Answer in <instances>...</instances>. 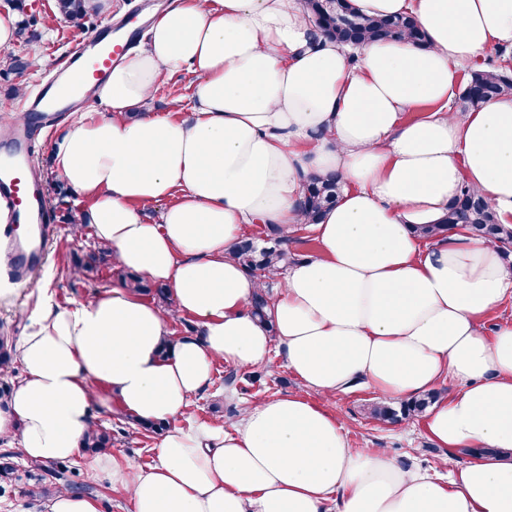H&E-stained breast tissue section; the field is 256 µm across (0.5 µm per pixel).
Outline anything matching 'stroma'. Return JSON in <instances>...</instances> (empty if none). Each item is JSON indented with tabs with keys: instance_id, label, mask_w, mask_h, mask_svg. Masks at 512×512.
<instances>
[{
	"instance_id": "35a3bbf8",
	"label": "stroma",
	"mask_w": 512,
	"mask_h": 512,
	"mask_svg": "<svg viewBox=\"0 0 512 512\" xmlns=\"http://www.w3.org/2000/svg\"><path fill=\"white\" fill-rule=\"evenodd\" d=\"M173 0H112L110 10L101 12L93 23L77 25L62 18L56 0H0V16L12 14L17 19H34V26L16 38L10 50L0 49V128L5 116H20L36 86L51 77L79 46L94 39L103 21L120 20L132 13L151 16L172 4ZM25 61L24 69L9 70L7 56ZM191 74L160 76L151 98L143 109L163 117L182 119L190 114ZM60 125L48 133L35 153V164L41 173L46 195L56 216V228L47 244L44 265L27 284L13 283L5 264L0 263V336L17 341L31 330V315L44 299L57 304L85 302L97 294L121 287L120 270L104 261L90 272L73 274V254H85L95 245L88 235H75L68 223L70 214L79 210L84 199L72 186L59 180L54 170V150L67 132ZM229 372L216 363L211 386L194 397L189 415L192 422L216 426L235 417L241 403L257 398L293 395L318 402L315 391L288 372L279 350H272L266 364L234 372L233 384H226ZM232 386L235 400L224 398L225 386ZM380 394L358 389L339 394L327 407L340 417L347 439L353 448H385L406 466L442 472L465 463L467 454L438 447L425 434L421 417L382 423L369 417V404L380 401ZM97 425L112 436L111 452L145 466L153 462L160 432L141 428L120 409L95 410ZM63 474L62 487L69 492L95 498L100 512H128L125 496L112 489L105 475L92 472L84 458L33 466L24 461L18 443L0 439V512H45L43 498L35 489L49 482L50 471Z\"/></svg>"
}]
</instances>
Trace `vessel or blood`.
Returning a JSON list of instances; mask_svg holds the SVG:
<instances>
[{
	"label": "vessel or blood",
	"instance_id": "obj_1",
	"mask_svg": "<svg viewBox=\"0 0 512 512\" xmlns=\"http://www.w3.org/2000/svg\"><path fill=\"white\" fill-rule=\"evenodd\" d=\"M132 35L129 23H105L99 37L68 59L57 80L37 91L28 104V119L16 123L0 142V250L16 281H26L42 265L54 225L44 186L30 174L40 131L94 98L113 64L128 52Z\"/></svg>",
	"mask_w": 512,
	"mask_h": 512
}]
</instances>
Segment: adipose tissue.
<instances>
[{"mask_svg":"<svg viewBox=\"0 0 512 512\" xmlns=\"http://www.w3.org/2000/svg\"><path fill=\"white\" fill-rule=\"evenodd\" d=\"M351 2L414 17L426 45L336 44L300 0H174L100 86L107 116L72 123L54 167L86 200L79 228L117 268L169 288L173 307L125 287L45 302L0 405V438L28 463L77 456L93 406L115 403L170 425L148 467L89 464L129 512H512V322L491 334L482 322L512 298V278L498 247L466 228L412 232L465 186L512 224V97L449 107L465 66L512 48V0ZM185 69L189 117L141 112L161 73ZM421 103L435 112L404 120ZM329 173L344 191L313 227L318 254L273 278L246 273L232 255L246 226L306 223L303 182ZM157 202L146 221L142 206ZM266 292L261 323L248 304ZM173 313L201 332L165 357ZM275 347L325 399L358 386L411 399L455 380L423 425L440 447L480 456L444 474L406 467L386 449L350 448L338 417L296 396L245 404L221 427L188 424L216 361L248 369Z\"/></svg>","mask_w":512,"mask_h":512,"instance_id":"1","label":"adipose tissue"}]
</instances>
